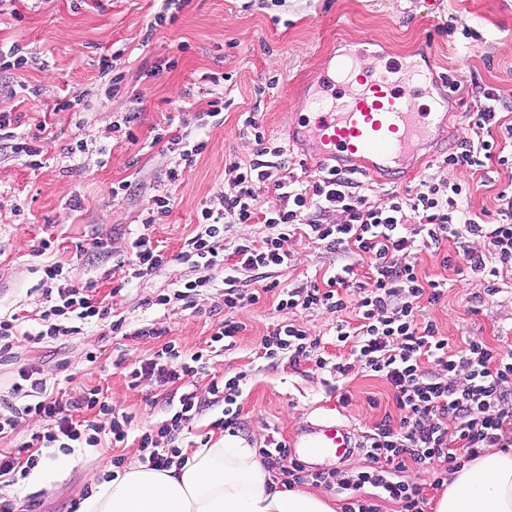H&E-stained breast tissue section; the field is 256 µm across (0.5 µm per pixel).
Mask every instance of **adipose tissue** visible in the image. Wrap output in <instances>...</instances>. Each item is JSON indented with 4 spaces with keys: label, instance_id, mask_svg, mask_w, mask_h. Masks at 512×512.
I'll list each match as a JSON object with an SVG mask.
<instances>
[{
    "label": "adipose tissue",
    "instance_id": "adipose-tissue-1",
    "mask_svg": "<svg viewBox=\"0 0 512 512\" xmlns=\"http://www.w3.org/2000/svg\"><path fill=\"white\" fill-rule=\"evenodd\" d=\"M252 448L233 436L192 450L183 466H134L81 512H334L320 496L272 491ZM435 512H512V452H486L450 471Z\"/></svg>",
    "mask_w": 512,
    "mask_h": 512
}]
</instances>
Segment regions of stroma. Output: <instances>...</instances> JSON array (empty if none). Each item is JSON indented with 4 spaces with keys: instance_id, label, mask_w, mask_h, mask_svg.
Wrapping results in <instances>:
<instances>
[{
    "instance_id": "35a3bbf8",
    "label": "stroma",
    "mask_w": 512,
    "mask_h": 512,
    "mask_svg": "<svg viewBox=\"0 0 512 512\" xmlns=\"http://www.w3.org/2000/svg\"><path fill=\"white\" fill-rule=\"evenodd\" d=\"M161 8V0H0V46L18 45L28 58L22 68L0 69V111L21 113V133L44 139L46 146L37 169L0 155V314L21 315L23 329H37L45 302L41 267L47 261L60 262L69 282H94L97 300L109 311L108 319L65 341L14 344L0 361V400L10 399L18 370L32 366L68 397L100 389L132 418L121 446L76 449L62 476L0 485V506L11 504V512L30 504L36 512H72L90 488V476L101 479L112 472L113 457H124L128 468L140 464L139 436L167 417L176 387L150 378L129 387L126 365L149 356L157 343L113 335L109 323L125 318L129 332L163 325L166 340L187 354L210 339L217 322L211 311L224 301V275L216 273V286L202 289L195 308H184L172 294L199 271L178 253L196 228L198 212L222 186L226 165L256 152L249 119L258 121L266 138L286 139L289 124L316 88L322 64L361 38L370 41L363 59L388 68L419 60L422 42H430L438 81L421 105L437 98L447 100L452 111L473 109L472 98L449 91L444 79L450 76L494 89L512 113V0H192L174 24L146 36ZM452 18L475 29L478 39L439 33V25ZM116 49L122 52L117 66L126 89L112 94L102 60ZM161 60L167 69L140 79L141 70ZM213 74L221 76L220 85L210 82ZM76 95L82 98L77 110H56L59 100ZM217 97L224 100L223 124L198 130L206 151L180 182L169 185L164 173L174 156L155 142L157 128L182 133ZM128 112L137 115L129 139L112 129ZM467 133L462 127L455 135H441L405 186L414 188L424 176L464 182L471 211L491 212L498 188L512 172L494 164L477 173L444 164ZM80 139L87 142V153L68 154V146ZM121 181L129 183L128 195L113 196V184ZM166 190L174 197L170 214L143 227L151 197ZM144 232L164 247L169 261L151 277L123 283L131 240ZM95 235L109 238L108 255L92 253L89 241ZM42 241L48 244L44 255H33V245ZM289 248L290 266L270 272L285 288L322 281L326 271L355 260L303 239ZM414 262L423 275L448 284L438 304L424 300L420 306L453 349H463L468 338L492 346L512 340V294L486 299L473 313L470 297L483 290L481 275L458 276L443 266L441 255L427 250ZM165 293L170 304L156 305ZM275 305L268 296L237 312L248 328L231 350L212 355L195 378L198 396L207 397L211 383L225 373L243 375L238 436L254 449L269 436L291 440L323 417L348 422L356 438H363L384 412L394 411L393 390L357 370L338 382L307 365L260 359L261 337L281 318ZM343 393L348 403L340 402Z\"/></svg>"
}]
</instances>
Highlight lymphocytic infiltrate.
Segmentation results:
<instances>
[{
  "label": "lymphocytic infiltrate",
  "instance_id": "1",
  "mask_svg": "<svg viewBox=\"0 0 512 512\" xmlns=\"http://www.w3.org/2000/svg\"><path fill=\"white\" fill-rule=\"evenodd\" d=\"M482 98L480 107L466 115L470 137L444 162L477 171L494 161L512 169V123L500 115L494 90L484 89ZM20 120L19 113L0 111V142L30 166H39L43 148L18 135ZM155 139L181 161L166 173L172 185L180 181L182 166L192 165L207 147L206 141L189 131L171 138L161 131ZM254 139L259 145L255 158L226 166L223 189L201 209L195 232L181 246L180 258L193 261L203 275L184 283L180 296L190 302L199 289L209 287L213 271L223 265L229 252L235 263L224 276L226 316L216 324L211 343L230 342L244 332L247 325L235 320V311L259 303L267 294L275 296L280 312L323 308L340 315L354 307V321L340 317L336 323V346L350 348L351 360L333 362L324 357L321 338L311 336L291 319L278 322L262 337L260 351L266 360L285 358L295 367L311 362L318 369H331L340 379L356 367L393 388L397 415H384L360 444L370 468L315 471L296 460L285 442L272 438L257 454L272 489L320 484L343 494L342 512H380L383 501L398 505L399 512H426L427 501L420 489L399 478L408 465L452 469L484 449L512 447V351L476 340L468 341L461 351H451L436 323L420 319L418 313L420 299L439 302L444 288L439 281L420 275L411 254L421 247L441 249L450 240L481 239L482 249L463 245L458 250L456 270L485 276L487 286L477 303L500 294V272L512 268V181L497 192L490 221L469 210L468 189L458 181L423 179L415 189L388 193L383 203L373 204L352 172L333 166L309 180H298L288 172V144L267 146L260 130ZM263 193L269 204L261 212L257 203ZM228 224H260L264 231L238 238L228 247L224 244ZM297 236L367 261L368 280L359 281L355 265L347 264L334 271L322 287L288 289L267 281L268 269L290 264L288 244ZM167 261L159 244L148 235H138L131 243L127 277L145 278ZM239 271L252 273L259 288L248 294L239 292L235 286ZM43 273L49 286L43 291L46 305L39 315V331L23 330L18 316L0 317V356L8 354L17 340L59 341L106 318L107 309L94 300L93 283H63V268L57 263L45 265ZM164 334L161 327L134 331V338L157 339L161 345L127 372L133 387L150 375L182 388L167 418L139 439L143 461L156 470L185 463L175 439L203 404L222 405V415L215 422L219 428L236 429L240 416V377L212 383L209 399L201 400L190 391L189 382L203 367L207 349L183 355L175 344L164 341ZM12 392L13 400L0 402V434L31 414L48 418L51 425L33 434L23 447L0 452V477L27 475L45 448L71 454L105 442L115 445L127 437V414L119 412L99 390L71 399L48 392L38 369L23 368Z\"/></svg>",
  "mask_w": 512,
  "mask_h": 512
}]
</instances>
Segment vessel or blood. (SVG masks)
<instances>
[{
	"label": "vessel or blood",
	"mask_w": 512,
	"mask_h": 512,
	"mask_svg": "<svg viewBox=\"0 0 512 512\" xmlns=\"http://www.w3.org/2000/svg\"><path fill=\"white\" fill-rule=\"evenodd\" d=\"M354 52L341 53L322 85L329 98L319 111L299 115L288 128L289 140L306 137L316 152L314 161L352 163L382 182H397L415 167L419 153L429 148L450 125L442 102L420 111L434 74L419 63L398 64L390 76L375 78L355 72ZM295 457L349 455L354 447L350 427L327 418L308 425L296 438Z\"/></svg>",
	"instance_id": "vessel-or-blood-1"
}]
</instances>
